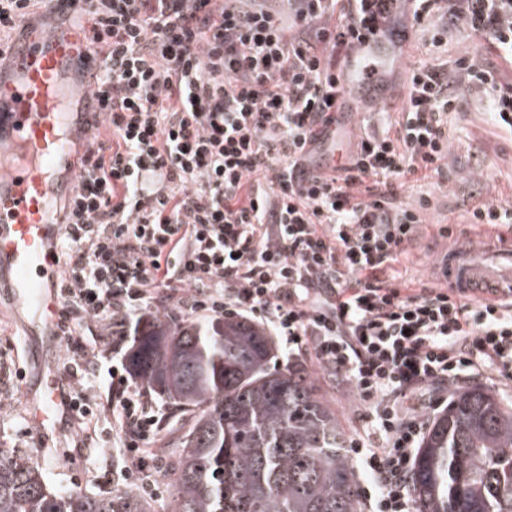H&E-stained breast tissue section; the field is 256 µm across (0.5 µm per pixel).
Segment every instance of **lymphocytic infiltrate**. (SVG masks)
<instances>
[{
    "label": "lymphocytic infiltrate",
    "instance_id": "1",
    "mask_svg": "<svg viewBox=\"0 0 512 512\" xmlns=\"http://www.w3.org/2000/svg\"><path fill=\"white\" fill-rule=\"evenodd\" d=\"M287 2L294 34L265 0H0L1 73L39 9L90 23L77 71L103 61V111L74 163L53 257L74 423L90 436L99 414L83 393L92 325L111 338L101 443L125 457L124 482L143 487L157 419L129 382V323L170 302L208 321L253 320L289 357L344 378L372 418L377 441L346 448L367 477L368 512H417L409 475L450 387L512 381V301L474 304L400 279L394 265L431 199L399 191L410 175L442 177L462 92L485 96L495 125L512 130V91L466 56L411 68L394 132L360 136L330 172L313 167L336 135L351 38L374 25L392 48L417 34L434 55L453 24L512 59V0Z\"/></svg>",
    "mask_w": 512,
    "mask_h": 512
}]
</instances>
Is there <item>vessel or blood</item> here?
Listing matches in <instances>:
<instances>
[{
	"instance_id": "1",
	"label": "vessel or blood",
	"mask_w": 512,
	"mask_h": 512,
	"mask_svg": "<svg viewBox=\"0 0 512 512\" xmlns=\"http://www.w3.org/2000/svg\"><path fill=\"white\" fill-rule=\"evenodd\" d=\"M85 39L76 29L37 31L12 45L13 75L0 78V101L9 118L0 121V143L18 149L16 161L0 166V268L12 271L8 282L15 302L34 312V331L58 343L61 299L58 269L48 257L61 233L62 215L55 201L77 186L71 165L72 144L84 134L95 108L92 91L75 102L65 96L73 63ZM359 63L338 102L336 117L346 123L356 114L361 96L387 99L375 82L371 63L389 57L380 37L355 44ZM433 271L455 296L486 303L512 300V236L474 239L463 236L454 248H439ZM27 419L48 437L59 420L72 413L70 395L59 373L29 391Z\"/></svg>"
}]
</instances>
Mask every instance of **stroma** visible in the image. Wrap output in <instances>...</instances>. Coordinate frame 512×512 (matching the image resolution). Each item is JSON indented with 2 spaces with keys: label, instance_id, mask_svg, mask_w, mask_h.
I'll return each mask as SVG.
<instances>
[{
  "label": "stroma",
  "instance_id": "35a3bbf8",
  "mask_svg": "<svg viewBox=\"0 0 512 512\" xmlns=\"http://www.w3.org/2000/svg\"><path fill=\"white\" fill-rule=\"evenodd\" d=\"M464 52L496 66L501 85H512L511 63L504 61L486 41L460 38L456 28H449L445 60H455ZM448 130V178L444 187H437L432 180L412 178L400 190L404 201L422 192L433 198L420 236L407 247L398 266L405 277L425 282L431 279V245L438 238V225L453 224L474 237L488 232L484 226L465 225L461 218L463 199L475 194L483 201H512V132L496 127L486 114L483 101L473 96L466 97L461 111L449 114ZM10 276V271H0V448L15 449L38 463L50 486L58 492L122 491L120 472L124 461L118 451L100 447L94 439H78L67 425L46 440L38 438L31 429L26 419L27 386L37 383L47 358H54L57 370L62 372L68 357L65 348L50 351L45 337L30 332L32 311L15 307L4 287ZM304 371L317 394L335 411L347 436L370 432V419L357 410L344 382L309 364ZM153 404L159 425V457L149 471V479L160 491L145 494L144 499L150 512H172L169 462L181 433L182 419L167 400L157 397Z\"/></svg>",
  "mask_w": 512,
  "mask_h": 512
}]
</instances>
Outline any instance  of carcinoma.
Masks as SVG:
<instances>
[{
	"label": "carcinoma",
	"mask_w": 512,
	"mask_h": 512,
	"mask_svg": "<svg viewBox=\"0 0 512 512\" xmlns=\"http://www.w3.org/2000/svg\"><path fill=\"white\" fill-rule=\"evenodd\" d=\"M131 374L188 415L170 463L173 512H360L335 411L271 336L226 317L146 322ZM421 512H512V408L481 386L451 393L413 467ZM0 512H148L133 491L57 494L38 464L0 448Z\"/></svg>",
	"instance_id": "cac0c4a2"
}]
</instances>
